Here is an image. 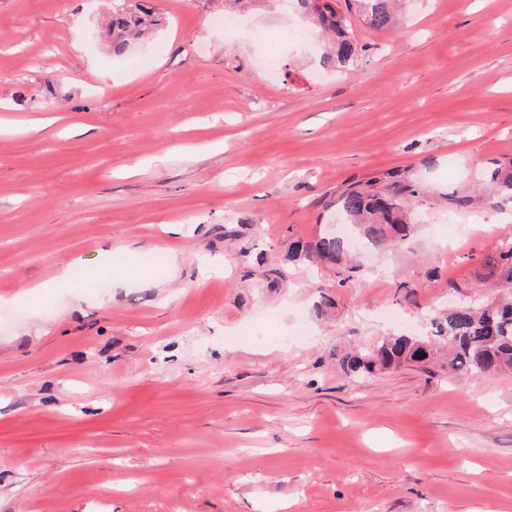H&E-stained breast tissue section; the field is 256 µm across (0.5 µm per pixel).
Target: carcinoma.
<instances>
[{
    "label": "carcinoma",
    "mask_w": 512,
    "mask_h": 512,
    "mask_svg": "<svg viewBox=\"0 0 512 512\" xmlns=\"http://www.w3.org/2000/svg\"><path fill=\"white\" fill-rule=\"evenodd\" d=\"M394 0H364L371 25L381 31L394 26ZM323 30L335 35V57L347 64L359 54V45L346 15L327 0H297ZM158 20L143 0H119L113 6L108 30L112 32V53L126 52L129 41L141 38ZM503 189L512 190V170L495 172L486 186L493 197ZM421 188L406 184L396 193L370 188H349L339 197V205L349 222L369 241L395 243L408 238L416 229L410 222V207ZM347 245L339 237L322 234L313 242L297 241L292 257L330 265L337 273L352 277L355 266L346 257ZM489 276L504 293L497 302L475 307L461 304L431 321V335L388 336L370 351L347 352L340 358L343 372L351 378H364L379 371L414 362L427 364L448 350V371L483 375L512 369V234L501 236L495 250L485 259Z\"/></svg>",
    "instance_id": "1"
}]
</instances>
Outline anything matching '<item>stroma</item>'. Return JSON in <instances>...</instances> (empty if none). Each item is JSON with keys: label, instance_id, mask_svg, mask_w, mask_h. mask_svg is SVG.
Returning a JSON list of instances; mask_svg holds the SVG:
<instances>
[{"label": "stroma", "instance_id": "stroma-1", "mask_svg": "<svg viewBox=\"0 0 512 512\" xmlns=\"http://www.w3.org/2000/svg\"><path fill=\"white\" fill-rule=\"evenodd\" d=\"M149 2L115 56L112 0H0V512H512V374L336 359L484 295L512 0H337L345 67L286 0L230 38L224 0ZM368 183L421 188L411 239L343 284L289 260ZM396 0H364L371 25L381 31L394 26L393 2Z\"/></svg>", "mask_w": 512, "mask_h": 512}]
</instances>
